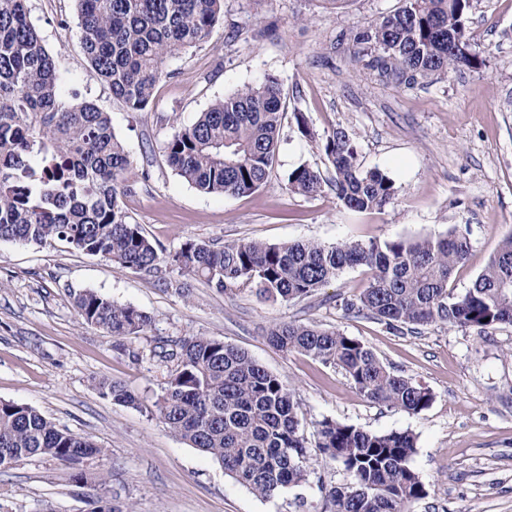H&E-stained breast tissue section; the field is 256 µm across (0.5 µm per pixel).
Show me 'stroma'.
Returning <instances> with one entry per match:
<instances>
[{"label": "stroma", "mask_w": 512, "mask_h": 512, "mask_svg": "<svg viewBox=\"0 0 512 512\" xmlns=\"http://www.w3.org/2000/svg\"><path fill=\"white\" fill-rule=\"evenodd\" d=\"M30 19L60 63L70 100L96 103L112 119L138 170L120 198L164 253L189 239L269 244L314 240L366 243L447 234L470 239L467 261L450 282L462 294L502 241L512 236V0H475L472 49L483 64L432 83L405 87L356 65L352 36L399 7V0H224V18L208 39L168 59L154 102L129 111L88 64L75 0H29ZM273 76L285 94L275 164L265 187L239 196L205 194L168 165L164 146L215 100ZM310 128L302 134L295 120ZM345 129L361 169H381L396 195L380 211L346 208L331 186L334 169L321 149ZM318 170L313 197L286 188L300 164ZM368 267L346 269L316 294L262 300L248 287L220 292L194 280L191 299L172 290L181 271L117 268L71 250L0 241V400L36 408L57 426L108 449L80 468L43 456L0 469V512H89L110 499L133 512H323L328 492L347 475L312 457L306 484L262 498L226 475L157 416L154 403L172 367L155 356L158 341L201 335L247 352L296 392L307 440L330 419L373 433L409 431L413 468L428 494L409 512H512V325L481 333L432 324L389 328L347 314L344 303L369 285ZM94 291L152 319L145 335L119 340L81 323L74 297ZM338 329L371 347L395 372L428 387L433 401L412 415L373 403L344 373L268 341L280 322ZM121 383L137 398L102 397L94 379Z\"/></svg>", "instance_id": "stroma-1"}]
</instances>
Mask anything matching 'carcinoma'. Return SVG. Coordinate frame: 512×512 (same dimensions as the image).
<instances>
[{"label":"carcinoma","instance_id":"obj_1","mask_svg":"<svg viewBox=\"0 0 512 512\" xmlns=\"http://www.w3.org/2000/svg\"><path fill=\"white\" fill-rule=\"evenodd\" d=\"M81 45L90 67L132 112L147 110L166 61L205 41L224 14V0H76ZM473 0H401L394 12L353 36L354 58L411 87L461 66L482 64L472 51L468 14ZM59 61L29 19L28 0H0V241L43 244L59 239L77 252L120 269L154 274L163 253L131 222L119 196L131 190L134 162L108 113L63 97ZM285 92L267 76L212 104L166 143L168 164L204 193H252L267 183L284 115ZM334 168L338 199L355 211L381 210L395 195L384 172L360 170L349 134L334 129L322 142ZM288 190L321 192L318 171L301 164ZM457 230L368 243L316 241L226 243L188 240L171 260L195 280L223 292L248 284L267 299L307 297L345 269L364 265L372 281L345 311L392 329L432 323L480 331L512 324V237L504 239L462 295L448 288L469 254ZM82 323L113 337L138 336L151 318L94 291L75 298ZM283 352L304 354L341 369L368 400L409 414L427 409L432 392L389 369L368 345L339 330L289 321L269 331ZM175 363L155 402L167 427L216 459L252 493L270 498L308 481V442L300 432L295 391L245 351L209 336H189L164 355ZM103 397L133 404L108 378L94 380ZM314 447L341 464L345 486L326 496L325 512H406L427 496L412 467L415 436L376 434L324 420ZM107 449L57 428L35 408L0 400V468L46 456L78 465Z\"/></svg>","mask_w":512,"mask_h":512}]
</instances>
